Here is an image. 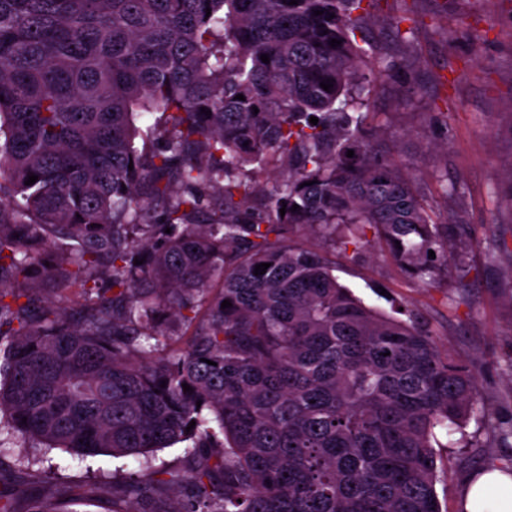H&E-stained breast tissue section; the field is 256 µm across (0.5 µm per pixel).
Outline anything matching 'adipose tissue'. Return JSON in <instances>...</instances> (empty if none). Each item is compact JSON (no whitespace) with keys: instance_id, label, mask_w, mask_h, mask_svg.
<instances>
[{"instance_id":"adipose-tissue-1","label":"adipose tissue","mask_w":512,"mask_h":512,"mask_svg":"<svg viewBox=\"0 0 512 512\" xmlns=\"http://www.w3.org/2000/svg\"><path fill=\"white\" fill-rule=\"evenodd\" d=\"M464 512H512V470L488 466L472 473L460 493Z\"/></svg>"}]
</instances>
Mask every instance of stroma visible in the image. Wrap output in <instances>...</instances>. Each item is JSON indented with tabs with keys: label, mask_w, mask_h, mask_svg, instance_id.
Returning <instances> with one entry per match:
<instances>
[{
	"label": "stroma",
	"mask_w": 512,
	"mask_h": 512,
	"mask_svg": "<svg viewBox=\"0 0 512 512\" xmlns=\"http://www.w3.org/2000/svg\"><path fill=\"white\" fill-rule=\"evenodd\" d=\"M414 18L413 34L395 36L396 17ZM466 24L478 44L449 40ZM367 32L399 71L374 83L369 109L392 121L388 146L413 175L438 214L468 225L458 247L466 268L431 284L405 275L390 255L375 248L330 256L338 281L367 305L406 320L418 318L442 352L468 365L477 380L483 418L437 432L433 442L442 512H459L465 478L492 463H512V0H380ZM458 183L443 195L440 172ZM29 460L27 482L13 486L18 458ZM134 458H73L62 450L41 452L13 444L0 457V490L21 498L41 493L45 472L56 473L81 499L73 512H112L114 475L134 471ZM92 496H85L87 488Z\"/></svg>",
	"instance_id": "obj_1"
}]
</instances>
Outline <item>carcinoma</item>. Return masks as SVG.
<instances>
[{"label": "carcinoma", "mask_w": 512, "mask_h": 512, "mask_svg": "<svg viewBox=\"0 0 512 512\" xmlns=\"http://www.w3.org/2000/svg\"><path fill=\"white\" fill-rule=\"evenodd\" d=\"M365 1L0 0V434L140 459L112 512H441L431 439L476 378L325 254L432 279L465 235L362 111L397 69Z\"/></svg>", "instance_id": "carcinoma-1"}]
</instances>
